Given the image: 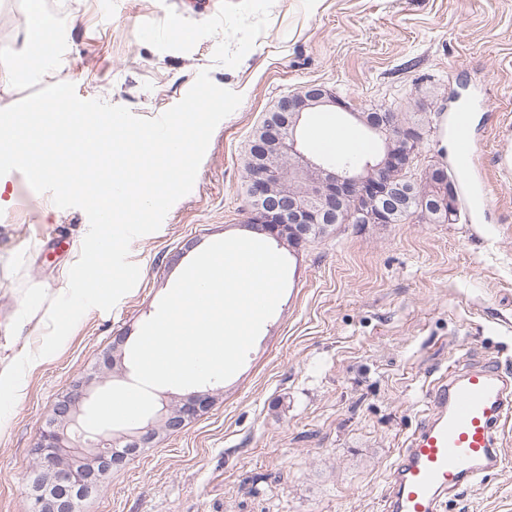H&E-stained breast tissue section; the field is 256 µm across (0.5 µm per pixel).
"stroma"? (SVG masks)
<instances>
[{
	"label": "stroma",
	"instance_id": "obj_1",
	"mask_svg": "<svg viewBox=\"0 0 512 512\" xmlns=\"http://www.w3.org/2000/svg\"><path fill=\"white\" fill-rule=\"evenodd\" d=\"M43 0L59 40L49 83L155 118L198 73L242 95L216 127L194 186L160 229L134 239L136 286L89 309L33 371L0 427V512H27L33 445L47 414L119 335L137 338L161 298L210 243L243 234L245 164L267 112L317 83L356 109L391 108L421 134L411 180L444 167L458 214L434 224H340L280 247L286 290L242 368L181 432L113 471L79 512H383L390 475L449 370L512 374V0ZM26 0H0V61L14 65ZM179 18L180 37L170 27ZM468 105L467 160L445 147ZM0 360L27 285L55 293L74 260L79 208L57 207L18 171L0 177ZM502 468L443 498L439 512H512V421Z\"/></svg>",
	"mask_w": 512,
	"mask_h": 512
}]
</instances>
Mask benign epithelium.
Returning <instances> with one entry per match:
<instances>
[{
	"instance_id": "7a95c632",
	"label": "benign epithelium",
	"mask_w": 512,
	"mask_h": 512,
	"mask_svg": "<svg viewBox=\"0 0 512 512\" xmlns=\"http://www.w3.org/2000/svg\"><path fill=\"white\" fill-rule=\"evenodd\" d=\"M323 106L333 112L359 116L346 100L319 84L282 98L266 114L248 156L254 158L255 176L245 180L249 201L248 223L267 236H288L295 247L310 242L320 230L337 223L345 201L362 199L373 207L358 209L360 224H388L395 204L393 174H404L414 157L419 136L412 129L399 128L390 135L383 161L367 177L357 168L343 167L305 149L304 113ZM372 131L392 127L388 112H371L363 117ZM293 158L289 170L280 159ZM448 183L441 205L447 217L457 214V191L447 172L434 167L426 179ZM99 373L75 380L69 391L51 408L46 426L34 444L41 461L38 478L30 488L31 512H78L81 501L95 495L113 470L151 446L158 437L152 420L104 433L86 430V410L99 392ZM209 390H191L180 398L181 410L168 418V430L177 433L213 407Z\"/></svg>"
}]
</instances>
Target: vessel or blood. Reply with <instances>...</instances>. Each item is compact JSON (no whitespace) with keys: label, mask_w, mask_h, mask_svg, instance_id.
<instances>
[{"label":"vessel or blood","mask_w":512,"mask_h":512,"mask_svg":"<svg viewBox=\"0 0 512 512\" xmlns=\"http://www.w3.org/2000/svg\"><path fill=\"white\" fill-rule=\"evenodd\" d=\"M431 403L391 474L385 512H438L443 496L505 462L497 429L512 419L511 376L492 365L449 374Z\"/></svg>","instance_id":"b4317fda"}]
</instances>
